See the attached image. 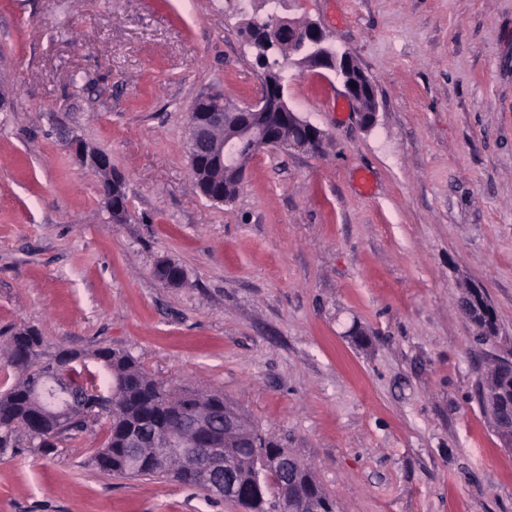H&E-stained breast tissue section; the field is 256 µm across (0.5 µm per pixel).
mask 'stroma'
Segmentation results:
<instances>
[{
	"label": "stroma",
	"mask_w": 512,
	"mask_h": 512,
	"mask_svg": "<svg viewBox=\"0 0 512 512\" xmlns=\"http://www.w3.org/2000/svg\"><path fill=\"white\" fill-rule=\"evenodd\" d=\"M267 0H0V344L109 347L222 393L308 464L336 512H512V449L476 394L512 358V0H288L375 84L368 130L335 80L288 65L322 153L265 150L233 203L191 182L187 114L262 95L240 32ZM109 155L129 215L68 147ZM186 273L154 276L159 260ZM480 284L499 338L459 309ZM0 455V512H243L98 470L107 439Z\"/></svg>",
	"instance_id": "1"
}]
</instances>
